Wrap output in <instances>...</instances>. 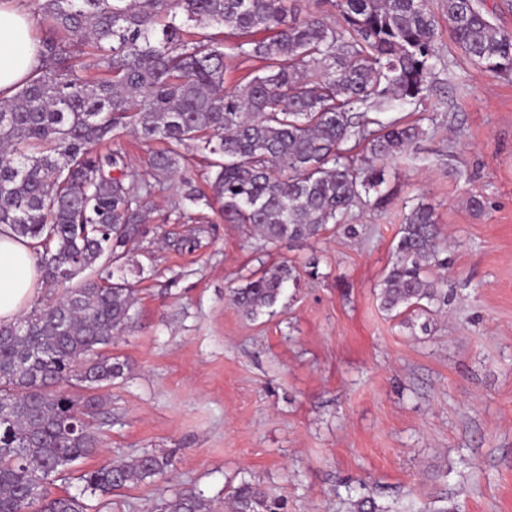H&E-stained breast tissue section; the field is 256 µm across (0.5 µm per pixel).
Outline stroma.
I'll use <instances>...</instances> for the list:
<instances>
[{
	"label": "stroma",
	"instance_id": "35a3bbf8",
	"mask_svg": "<svg viewBox=\"0 0 512 512\" xmlns=\"http://www.w3.org/2000/svg\"><path fill=\"white\" fill-rule=\"evenodd\" d=\"M438 21L423 106L385 114L427 135L388 167V200L352 209L357 236L273 246L207 206L169 219L176 187L151 198L129 252L135 321L111 347L127 365L93 426L98 460L174 465L103 512H150L168 490L223 512L245 482L287 497L289 512H355L366 497L385 512H512V77L471 64ZM420 202L450 259L448 303L425 332L377 298ZM284 260L297 284L247 319L230 289Z\"/></svg>",
	"mask_w": 512,
	"mask_h": 512
}]
</instances>
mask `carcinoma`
Listing matches in <instances>:
<instances>
[{"label": "carcinoma", "mask_w": 512, "mask_h": 512, "mask_svg": "<svg viewBox=\"0 0 512 512\" xmlns=\"http://www.w3.org/2000/svg\"><path fill=\"white\" fill-rule=\"evenodd\" d=\"M35 0L48 30L42 65L0 98V226L28 238L43 282L62 294L0 325V512H90L91 501L167 472L166 455L109 459L78 475L77 493L54 498L100 447L91 421L125 362L105 353L134 320L135 289L114 278L150 198L179 178L181 203L208 197L183 174L192 154L210 168L219 219L267 243L354 233L363 196H388L386 168L425 130L367 118L394 101L419 102L436 66L438 21L430 0ZM450 36L466 58L512 74V33L480 0H443ZM93 58L99 77L82 74ZM263 63L226 86L233 62ZM164 148L127 180L121 140ZM364 144L351 154L352 145ZM380 281L389 313L429 317L448 303L434 209L414 205ZM295 266L283 261L241 277L231 300L254 319L273 308ZM78 387L80 396L70 391ZM280 496L250 483L227 512H286ZM154 512H213L191 490L158 499Z\"/></svg>", "instance_id": "1"}]
</instances>
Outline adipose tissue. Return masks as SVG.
<instances>
[{
  "label": "adipose tissue",
  "mask_w": 512,
  "mask_h": 512,
  "mask_svg": "<svg viewBox=\"0 0 512 512\" xmlns=\"http://www.w3.org/2000/svg\"><path fill=\"white\" fill-rule=\"evenodd\" d=\"M41 65L22 0H0V96H10ZM39 272L30 240L0 230V323L14 322L37 291Z\"/></svg>",
  "instance_id": "obj_1"
}]
</instances>
